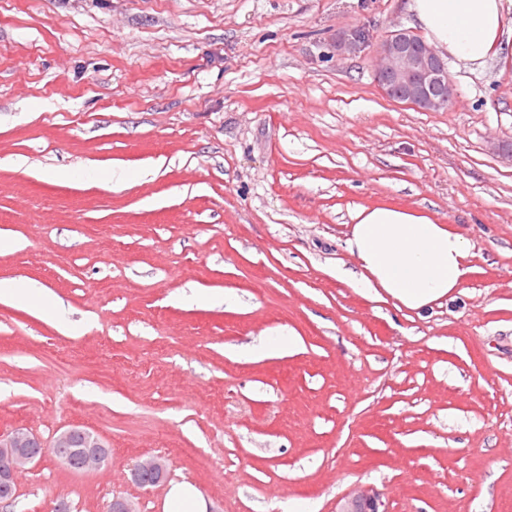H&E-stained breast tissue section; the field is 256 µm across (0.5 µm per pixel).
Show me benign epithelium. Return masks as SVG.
<instances>
[{
	"mask_svg": "<svg viewBox=\"0 0 512 512\" xmlns=\"http://www.w3.org/2000/svg\"><path fill=\"white\" fill-rule=\"evenodd\" d=\"M359 27L339 31L334 40L340 56L359 53L368 43L361 41ZM377 68L374 79L390 99L407 102L424 112L448 109L455 96V88L443 59L420 37L406 29L391 32L376 44ZM42 443L27 429L15 428L0 435V487L17 484L18 474L36 459L42 457L38 448ZM59 456L65 458L76 448L80 453V467H99L109 461V449L101 439L90 432L77 433L71 428L54 440ZM135 482L154 487L166 477V466L157 457H148L133 465ZM372 507L380 512L384 507L376 493L363 491L348 502L342 512H356L355 506Z\"/></svg>",
	"mask_w": 512,
	"mask_h": 512,
	"instance_id": "7a95c632",
	"label": "benign epithelium"
}]
</instances>
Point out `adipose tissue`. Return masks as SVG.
Here are the masks:
<instances>
[{
  "label": "adipose tissue",
  "mask_w": 512,
  "mask_h": 512,
  "mask_svg": "<svg viewBox=\"0 0 512 512\" xmlns=\"http://www.w3.org/2000/svg\"><path fill=\"white\" fill-rule=\"evenodd\" d=\"M406 10L450 60L479 67L490 57L512 56V0H407ZM348 248L361 268L358 285L365 294L413 311L451 297L469 271L463 236L407 208L361 207ZM0 300L64 319L60 304L29 282L1 280Z\"/></svg>",
  "instance_id": "adipose-tissue-1"
}]
</instances>
